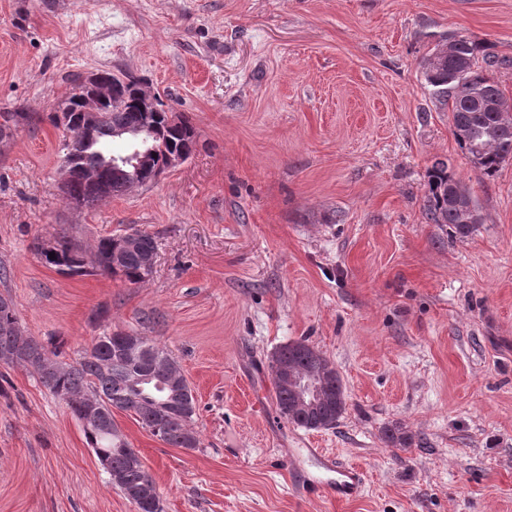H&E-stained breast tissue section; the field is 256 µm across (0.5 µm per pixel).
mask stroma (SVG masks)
Wrapping results in <instances>:
<instances>
[{
  "label": "stroma",
  "mask_w": 512,
  "mask_h": 512,
  "mask_svg": "<svg viewBox=\"0 0 512 512\" xmlns=\"http://www.w3.org/2000/svg\"><path fill=\"white\" fill-rule=\"evenodd\" d=\"M448 31L512 58V0H0V111L30 118L0 139V295L54 361L105 331L172 353L199 446L115 415L162 512H512V162L481 176L424 85ZM100 71L142 79L197 146L79 209L47 115ZM438 159L481 212L463 240L424 218ZM132 228L156 242L138 284L33 249ZM297 340L343 380L333 428L278 417L268 360ZM393 424L411 447L385 442ZM302 448L362 468L359 498L299 492L320 474ZM0 512H134L64 402L1 362ZM60 249L55 253V259H50L49 254L43 255L42 260L46 265L56 268L58 271L72 275L82 276L90 272L83 271L79 266V256L82 254V249L72 242L66 235L61 236Z\"/></svg>",
  "instance_id": "1"
}]
</instances>
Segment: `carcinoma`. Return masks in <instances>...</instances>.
Returning a JSON list of instances; mask_svg holds the SVG:
<instances>
[{
  "mask_svg": "<svg viewBox=\"0 0 512 512\" xmlns=\"http://www.w3.org/2000/svg\"><path fill=\"white\" fill-rule=\"evenodd\" d=\"M450 38L454 39L451 53L441 59L434 69L423 73L424 81L437 102L451 107L453 128L464 132L463 138L456 139L462 153L468 156L474 152V148H479L483 161L478 171L490 178L512 160V125L498 113L485 110L477 97L484 94L503 95L490 72L512 66V61L489 53L486 42L458 32L441 35L438 43L443 44ZM460 81L469 84L476 97L458 96L455 87ZM84 92L81 81L75 80L68 95L60 100L63 111L69 115L68 123L63 125L70 132L63 156L71 169L66 199L79 200L85 208H92L100 201L95 190L84 181L83 171L101 157L108 158L114 154L112 122L116 120L141 127L138 138L146 141L158 161L182 148L193 151L196 131L189 120L180 116L175 123L169 121L164 112H129L128 104L124 101L121 102L124 108L122 112L112 111V104H107L93 136L86 141L79 138L78 109ZM427 177L428 195L423 207L425 220L430 224L449 225L458 239L472 235L477 225L463 223L460 211L449 205L447 196L449 184L464 190L467 186L450 171L445 161L432 164ZM81 254L82 249L63 235L55 258L46 254L42 260L62 273L82 276L85 271L80 268L78 261ZM140 257V252L130 251L121 264V272L106 268L100 269V272L118 276L132 284L140 283L144 281ZM122 336L123 333L117 331L104 332L95 337L92 346L73 365L52 362L43 343L32 336L23 335L12 299L0 296V357L9 355V364L34 368L41 383L63 401L77 419H82L81 401L91 399L111 417L116 410L132 413L153 436L174 448L198 447V436L191 427L195 410L189 411L182 405L171 416L161 419L153 401L136 388L137 377L150 373L160 379L168 369L177 367L174 358L170 356L167 361L157 364H132L114 352ZM276 353V366L269 367V370L276 390L279 418L286 424L305 430H316L326 420L336 425L346 410V393L338 372L330 368L326 357L302 349L294 342L280 346ZM298 377H316L321 382L322 396L314 406L299 403L293 384V379ZM83 432L100 463L122 472L126 484L146 483L150 488H156L145 468L128 464V442L117 425H112L110 434L86 427ZM385 441L395 447H408L412 444V435L395 425L385 431Z\"/></svg>",
  "mask_w": 512,
  "mask_h": 512,
  "instance_id": "carcinoma-1",
  "label": "carcinoma"
}]
</instances>
